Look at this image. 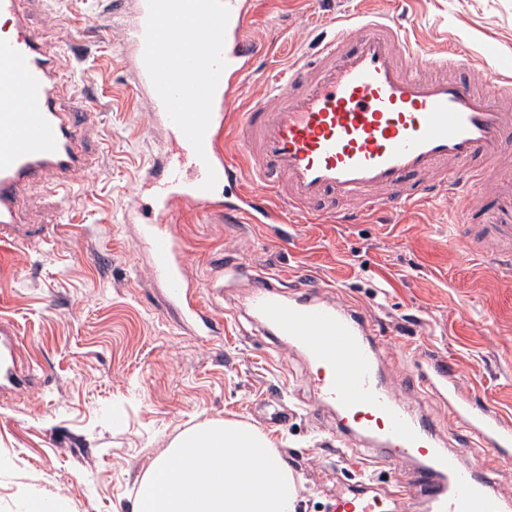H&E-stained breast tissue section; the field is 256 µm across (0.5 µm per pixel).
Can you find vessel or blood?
Wrapping results in <instances>:
<instances>
[{
	"label": "vessel or blood",
	"mask_w": 512,
	"mask_h": 512,
	"mask_svg": "<svg viewBox=\"0 0 512 512\" xmlns=\"http://www.w3.org/2000/svg\"><path fill=\"white\" fill-rule=\"evenodd\" d=\"M20 0H0V17L16 21L0 37V243L26 237L20 201L48 173L68 181L85 169L83 114L58 99L63 56L43 49L44 32L19 18ZM122 52L145 96L155 126L179 153L164 155L150 180L155 219L142 225L149 274L165 302L196 335H215L217 322L192 285L185 249L168 220L175 205L219 212L246 224H288L291 215L317 221L328 198L363 210H408L441 196L456 202L477 183H493L484 224L461 241L483 254L495 274L512 281V169L498 160L512 139V77L494 93L449 78L455 50L420 73L418 42L390 14L337 20L334 35L288 71L289 91L243 108L241 78L267 47L248 36L247 0H133ZM245 164L229 160L221 140L229 122ZM250 307L277 336L301 349L320 371L313 384L334 407L336 436L356 435L370 460L390 467L409 460L408 478L371 493L367 480L346 484L336 512H512V493L497 466L512 464V412L460 395L455 375L436 364L420 378L424 391L447 394L448 417L463 427V444L446 447L432 423L406 412L384 383L375 329L360 311L319 302L278 299L257 287ZM17 324L0 316V380L14 382L20 356ZM488 456L482 470L465 469L472 447Z\"/></svg>",
	"instance_id": "1"
}]
</instances>
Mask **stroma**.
Masks as SVG:
<instances>
[{
  "label": "stroma",
  "instance_id": "stroma-1",
  "mask_svg": "<svg viewBox=\"0 0 512 512\" xmlns=\"http://www.w3.org/2000/svg\"><path fill=\"white\" fill-rule=\"evenodd\" d=\"M30 25L65 52L59 91L82 112L88 169L68 199L53 177L28 192V246H0V315L20 327L31 385L0 391V512L23 496H62L67 512H131L136 481L180 431L234 419L273 437L299 484L297 512H332L336 491L364 471V446H338L332 409H318L311 366L245 306L265 280L287 302L311 297L359 309L383 344L379 363L412 413L447 434L448 407L416 382L433 360L457 371L480 400L512 406V285L458 243L444 199L398 215L300 224H232L182 208L172 221L192 277L222 321L205 339L169 310L149 278L140 227L126 221L170 141L158 131L121 54L126 20L111 0H23ZM253 39L273 44L239 87L262 97L266 80L315 52L339 17L387 10L428 56L455 48L459 79L512 69V0H253ZM285 407L296 414L276 425Z\"/></svg>",
  "mask_w": 512,
  "mask_h": 512
}]
</instances>
